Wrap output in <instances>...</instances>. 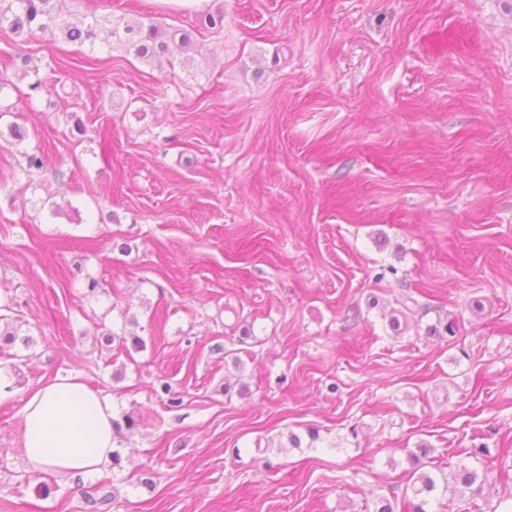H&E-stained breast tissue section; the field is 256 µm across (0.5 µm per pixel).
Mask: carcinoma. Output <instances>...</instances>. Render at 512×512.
Listing matches in <instances>:
<instances>
[{
    "label": "carcinoma",
    "mask_w": 512,
    "mask_h": 512,
    "mask_svg": "<svg viewBox=\"0 0 512 512\" xmlns=\"http://www.w3.org/2000/svg\"><path fill=\"white\" fill-rule=\"evenodd\" d=\"M57 0H0V22L6 21L11 29L17 33L38 30H59L68 41L94 44L97 38L98 20L81 25L59 23V14L56 10ZM115 40L128 47L141 61L157 65L167 64L171 67L179 62L185 66L192 61L190 53L194 42L191 35L184 32L170 33L166 29L154 24L132 20L124 22V26L112 28ZM402 309L399 316L391 317L389 325L396 331L400 327L399 318H408L413 315L425 316L429 306L421 304L412 296H405L401 301ZM432 448L422 443L418 445V452L409 454L412 468L405 482L391 485L387 493L381 495L375 506V512H430L432 502H437L440 512L446 503L438 499L437 493L448 492V480L471 491L474 495L483 494L485 488V474L479 473L475 468L461 467L453 476L444 473L437 475L426 469L423 459L428 457Z\"/></svg>",
    "instance_id": "cac0c4a2"
}]
</instances>
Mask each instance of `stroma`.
<instances>
[{
    "label": "stroma",
    "mask_w": 512,
    "mask_h": 512,
    "mask_svg": "<svg viewBox=\"0 0 512 512\" xmlns=\"http://www.w3.org/2000/svg\"><path fill=\"white\" fill-rule=\"evenodd\" d=\"M57 8L187 31L197 54L157 68L105 32L79 45L0 24V304L34 340L0 348V512H373L422 442L445 474H487L492 495L448 491L454 512H497L512 498V0ZM418 289L431 314L392 332ZM440 314L457 344L427 336ZM69 374L115 418H150L98 470L105 507L87 475L23 456L27 394ZM311 429L312 447L279 450Z\"/></svg>",
    "instance_id": "1"
}]
</instances>
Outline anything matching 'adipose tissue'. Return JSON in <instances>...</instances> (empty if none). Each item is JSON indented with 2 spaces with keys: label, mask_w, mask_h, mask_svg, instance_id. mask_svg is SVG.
Segmentation results:
<instances>
[{
  "label": "adipose tissue",
  "mask_w": 512,
  "mask_h": 512,
  "mask_svg": "<svg viewBox=\"0 0 512 512\" xmlns=\"http://www.w3.org/2000/svg\"><path fill=\"white\" fill-rule=\"evenodd\" d=\"M22 416L26 461L34 469L87 473L112 458V401L88 389L77 375L30 391Z\"/></svg>",
  "instance_id": "ef3b65f1"
}]
</instances>
